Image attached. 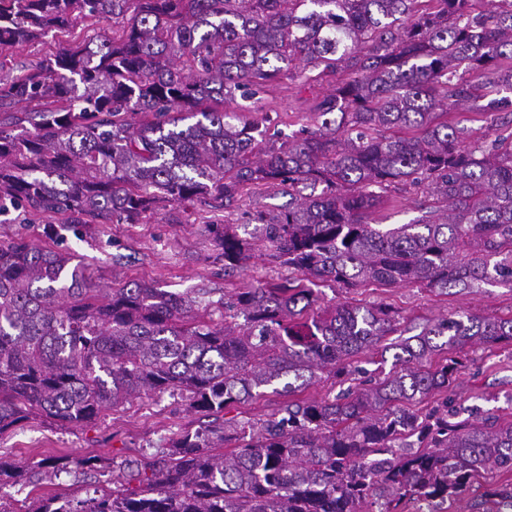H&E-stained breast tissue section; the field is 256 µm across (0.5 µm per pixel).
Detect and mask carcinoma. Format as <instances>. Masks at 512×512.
Masks as SVG:
<instances>
[{"label": "carcinoma", "instance_id": "obj_1", "mask_svg": "<svg viewBox=\"0 0 512 512\" xmlns=\"http://www.w3.org/2000/svg\"><path fill=\"white\" fill-rule=\"evenodd\" d=\"M419 2L0 0V52L86 19L116 28L0 79V212L138 224L161 204L229 210L273 184L288 206L257 215L254 237L298 274L211 308L149 283L103 290L82 257L0 244V433L34 414L79 426L142 393L218 419L269 388L350 382L331 401L186 432L120 488L34 512H454L464 499L512 512V483L494 481L512 472V420L476 421L453 396L460 356L512 342V318L450 315L407 337L392 308H321L309 287L512 289V132L492 134L512 126V0ZM296 68L339 76L314 126L270 143L226 110L259 111ZM465 104L499 124L468 140L448 120ZM407 183L434 185L443 214L380 228L376 207ZM214 243L226 270L251 249L229 224ZM370 352L391 368L359 379L353 359Z\"/></svg>", "mask_w": 512, "mask_h": 512}]
</instances>
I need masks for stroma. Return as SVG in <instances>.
I'll return each mask as SVG.
<instances>
[{"label": "stroma", "instance_id": "obj_1", "mask_svg": "<svg viewBox=\"0 0 512 512\" xmlns=\"http://www.w3.org/2000/svg\"><path fill=\"white\" fill-rule=\"evenodd\" d=\"M110 26L83 21L72 33L33 42L20 51L0 54V69L11 72L56 53L68 43L111 34ZM301 76L273 83L264 94L258 115L263 139L289 136L313 125L311 107L325 86L304 90ZM288 203L279 188L262 186L251 193L245 211L228 214L197 204L183 209L159 208L141 224H76L62 229L63 215L10 210L0 214V243L18 237L81 256L89 264L95 287H111L114 280L146 282L203 300L231 297L240 289L265 287L293 278L294 272L273 260L259 245L234 270H225L214 246V233L232 224L248 236L251 214L269 212ZM438 202L426 186L387 192L374 218L380 224H406L421 217L423 208ZM328 304L345 301L367 306L386 305L398 312L402 326L435 323L453 313L473 312L496 318L512 317V290L491 287L478 295H439L420 287L390 288L370 283L346 290L321 287ZM454 393L463 406L480 414L512 417V345L498 344L470 354L458 376ZM288 397L272 391L230 405L225 419L256 422L277 415ZM177 395L146 394L117 408H105L98 417L79 426L33 416L0 433V458L20 470L19 478L0 480V512H35L40 501L53 496L82 500L111 492L128 462L158 454L187 430L209 424ZM94 457L95 466L83 473L53 476L41 467L48 458Z\"/></svg>", "mask_w": 512, "mask_h": 512}]
</instances>
